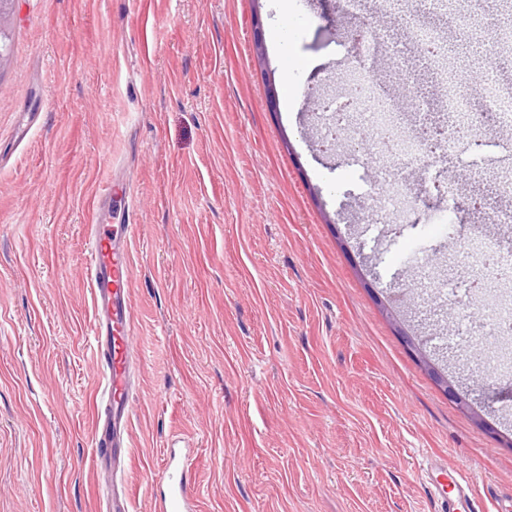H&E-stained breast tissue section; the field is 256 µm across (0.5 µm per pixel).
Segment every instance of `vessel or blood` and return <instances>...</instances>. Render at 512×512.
Here are the masks:
<instances>
[{"label": "vessel or blood", "mask_w": 512, "mask_h": 512, "mask_svg": "<svg viewBox=\"0 0 512 512\" xmlns=\"http://www.w3.org/2000/svg\"><path fill=\"white\" fill-rule=\"evenodd\" d=\"M132 224L118 231L101 232L87 227L89 248L86 280L92 303L90 335L100 365L102 397L93 421L92 446L97 468L112 470L129 456L128 430L132 419V348L135 322L131 311ZM431 474L429 488L439 503L438 512H476L467 472L450 471L446 462L426 459L422 465ZM189 463L168 451L161 482L166 491L152 500V512H201V503L191 490ZM452 474L453 494H446L441 475Z\"/></svg>", "instance_id": "b4317fda"}]
</instances>
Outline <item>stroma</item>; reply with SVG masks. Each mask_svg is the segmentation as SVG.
<instances>
[{
  "mask_svg": "<svg viewBox=\"0 0 512 512\" xmlns=\"http://www.w3.org/2000/svg\"><path fill=\"white\" fill-rule=\"evenodd\" d=\"M307 19L293 50L312 69L294 107L270 110L283 71L278 0H14L11 62L0 69V512H100L103 486L150 512L172 439L196 449L203 512H435L420 471L436 456L466 467L479 512L512 498V398L486 390L484 349L456 346L477 298H432L440 322L402 299L409 257L437 280L462 275L439 231L447 199L422 184L455 180L460 236L512 224L469 205L512 158L479 167L448 154L405 175L402 218L364 232L373 168L316 133L317 98L343 90L351 37L388 32L412 63L407 29L382 0H296ZM476 100L483 73L512 91V44L472 42L429 0ZM263 35L264 54L254 38ZM119 181L130 196L101 199ZM135 219L130 460L104 481L91 443L99 368L89 346L87 227ZM415 336L459 391L461 412L399 338Z\"/></svg>",
  "mask_w": 512,
  "mask_h": 512,
  "instance_id": "35a3bbf8",
  "label": "stroma"
}]
</instances>
